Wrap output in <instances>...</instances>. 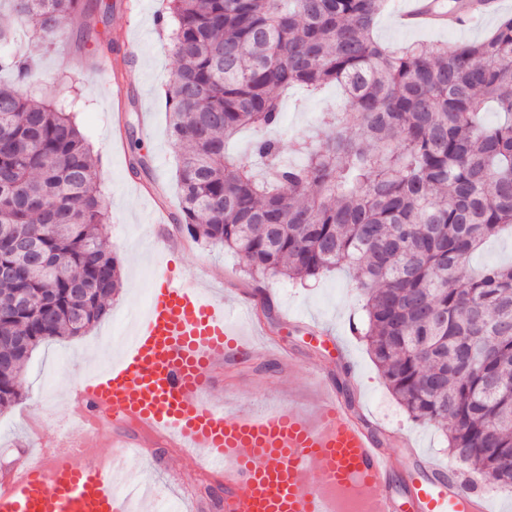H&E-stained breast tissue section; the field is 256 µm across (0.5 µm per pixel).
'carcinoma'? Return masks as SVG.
Returning a JSON list of instances; mask_svg holds the SVG:
<instances>
[{
    "label": "carcinoma",
    "mask_w": 512,
    "mask_h": 512,
    "mask_svg": "<svg viewBox=\"0 0 512 512\" xmlns=\"http://www.w3.org/2000/svg\"><path fill=\"white\" fill-rule=\"evenodd\" d=\"M178 67L166 90L179 152L177 223L234 252L257 283L347 267L365 299L364 336L386 384L416 421L441 427L471 472L512 487V264L469 272L491 238L512 233V17L472 43L393 51L372 30L390 0H168ZM53 42L85 0H0ZM0 31V236H23L44 267L0 248V411L44 341L83 335L121 288L102 230L108 211L71 113L21 90L29 57ZM335 82L347 102L302 162L261 140L264 172L231 158L241 129L280 125L275 92ZM501 116L483 121L487 105ZM23 290L29 306H14ZM25 336L22 350L6 340Z\"/></svg>",
    "instance_id": "cac0c4a2"
}]
</instances>
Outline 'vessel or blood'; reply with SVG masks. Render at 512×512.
Listing matches in <instances>:
<instances>
[{
	"label": "vessel or blood",
	"instance_id": "1",
	"mask_svg": "<svg viewBox=\"0 0 512 512\" xmlns=\"http://www.w3.org/2000/svg\"><path fill=\"white\" fill-rule=\"evenodd\" d=\"M397 16L407 28L448 26L425 0H403ZM136 57L126 39L100 61L114 98L127 94L118 64ZM243 320L256 323L251 305L170 267L158 270L131 345L74 398L75 418L92 404L110 413L122 454L90 465L69 436L40 442L39 462L13 466L0 479V512H126L116 489L134 479L127 458L140 444L129 437L131 426L182 454L200 452L203 474L224 486V512H338L340 498L358 512H492L483 487L413 447L405 489L396 492L394 459L380 448L376 427L332 389L322 395L315 425L294 406L235 413L215 407L211 370L259 351L241 339Z\"/></svg>",
	"mask_w": 512,
	"mask_h": 512
}]
</instances>
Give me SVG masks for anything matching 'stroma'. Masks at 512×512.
<instances>
[{"label": "stroma", "instance_id": "1", "mask_svg": "<svg viewBox=\"0 0 512 512\" xmlns=\"http://www.w3.org/2000/svg\"><path fill=\"white\" fill-rule=\"evenodd\" d=\"M484 20L466 28L442 31L405 30L394 22L393 13L382 16L373 30L374 39L389 48L417 42H473L489 35L500 18L512 15V0ZM110 11L95 30L85 32L72 19L63 22V39L53 45L32 40L30 53L37 66L27 83L33 100L58 102L77 96L81 107L75 119L98 158L96 187L103 197L110 221L104 237L117 255L122 272V287L110 302L108 312L87 333L72 339H51L33 352L19 384L23 396L14 406L0 411V471L18 449L29 447L34 435L52 439L68 422L72 393L65 383H78L92 371H102L118 359L116 336L129 330L130 317L144 310L150 284L159 266V246L153 238L150 220L157 203L178 210L176 184L177 153L170 142L169 114L165 91L177 63L169 46V32L157 24L166 0H140L135 14L123 11L121 0H108ZM131 36L139 47V58L124 70L129 100L123 114L126 148L111 150L112 88L101 83L93 66L97 56L112 52V41ZM283 122L271 136L278 140L283 159L293 157L295 140L309 137L328 113L345 102L340 86L330 84L309 95L295 88L279 96ZM144 164L132 168L134 155ZM158 186V197L139 193V186ZM180 248L169 260L175 274L199 278L216 293L231 288L252 296L256 283L245 274L239 258L220 247L192 242L184 233H176ZM271 311L263 315L268 338L291 353L289 362H281L275 351H267L243 362H227L214 371V402L230 411L233 408L260 409L269 398L283 405H296L316 415L321 398L310 368L319 363L324 377L333 386L348 384L354 392L356 411L370 414L389 429L392 439L382 446L391 453L396 465L404 463L403 439H411L416 448L435 460L451 464L444 433L434 426L413 421L400 406L376 367L363 336L356 328L364 318L363 298L356 288L352 270L341 268L305 284L292 285L273 279L267 285ZM332 330L348 353L346 361L336 358L327 343L313 339L302 327L292 324L295 315ZM128 465L140 478L152 505L160 512L161 501L176 503L175 491L168 482L176 476L195 496L194 512H215L214 495L223 494L222 485L202 479L196 465L175 448L142 438V452Z\"/></svg>", "mask_w": 512, "mask_h": 512}]
</instances>
